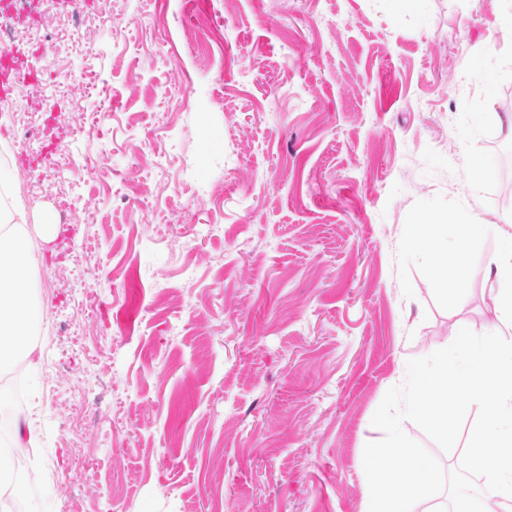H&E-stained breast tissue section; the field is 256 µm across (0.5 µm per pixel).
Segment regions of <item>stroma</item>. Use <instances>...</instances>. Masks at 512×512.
<instances>
[{
    "instance_id": "obj_1",
    "label": "stroma",
    "mask_w": 512,
    "mask_h": 512,
    "mask_svg": "<svg viewBox=\"0 0 512 512\" xmlns=\"http://www.w3.org/2000/svg\"><path fill=\"white\" fill-rule=\"evenodd\" d=\"M9 11L34 34L13 70L59 101L29 130L20 84L0 96V202L25 217L44 336L12 386L38 444L0 474V512H363V449L408 360L496 322L491 280L445 310L418 269L404 296L396 254L415 201L512 213L468 168L512 147V0ZM43 152L99 168L60 180Z\"/></svg>"
}]
</instances>
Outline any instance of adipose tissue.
<instances>
[{"instance_id": "ef3b65f1", "label": "adipose tissue", "mask_w": 512, "mask_h": 512, "mask_svg": "<svg viewBox=\"0 0 512 512\" xmlns=\"http://www.w3.org/2000/svg\"><path fill=\"white\" fill-rule=\"evenodd\" d=\"M33 253L24 229L0 232V268H9L12 277L0 283V365L12 356L31 357L28 332L40 321L43 307L30 292L27 268Z\"/></svg>"}]
</instances>
